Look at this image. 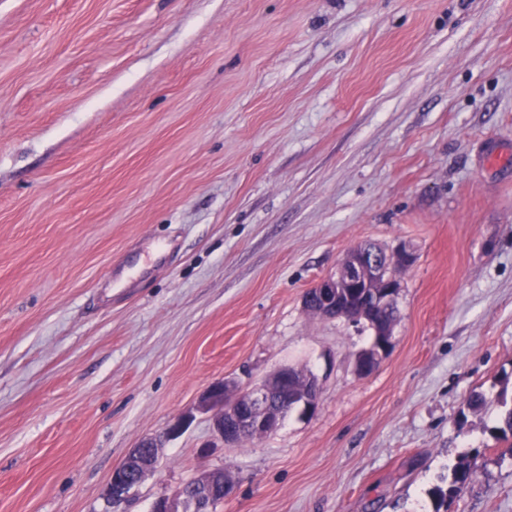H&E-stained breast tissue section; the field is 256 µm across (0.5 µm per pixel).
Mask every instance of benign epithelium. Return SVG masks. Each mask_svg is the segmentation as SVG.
Returning <instances> with one entry per match:
<instances>
[{
  "instance_id": "7a95c632",
  "label": "benign epithelium",
  "mask_w": 512,
  "mask_h": 512,
  "mask_svg": "<svg viewBox=\"0 0 512 512\" xmlns=\"http://www.w3.org/2000/svg\"><path fill=\"white\" fill-rule=\"evenodd\" d=\"M412 262V254L404 249L386 254L373 244L351 247L344 253L336 274L322 279L313 288V294L304 299V309L350 323L363 322L367 316L394 305L397 280L389 270L405 269ZM394 325L395 322L387 321L375 327L374 345L356 355L358 373H370L379 365L389 351ZM319 395L320 384L314 375L281 367L245 389L223 379L216 381L202 394L197 409L210 414L213 430L231 447L235 435L230 426H238L255 439L270 436L280 428L288 405H299L313 414ZM184 424L182 420L164 436L143 440L124 464L113 470L107 489L111 508L118 507L143 483L155 468L163 442L180 433ZM232 489L233 481L224 470H211L187 484L179 497L156 499L152 512H213L215 504L223 501Z\"/></svg>"
}]
</instances>
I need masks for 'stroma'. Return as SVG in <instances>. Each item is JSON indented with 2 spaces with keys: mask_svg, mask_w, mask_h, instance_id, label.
Instances as JSON below:
<instances>
[{
  "mask_svg": "<svg viewBox=\"0 0 512 512\" xmlns=\"http://www.w3.org/2000/svg\"><path fill=\"white\" fill-rule=\"evenodd\" d=\"M406 248L398 320L308 314ZM314 414L230 448L201 394L282 366ZM512 0H0V512H109L200 473L214 512H512ZM491 403L475 413L472 392ZM413 256L404 249L391 254L374 244H361L349 248L343 255L335 275L322 279L313 288V294L304 299V309L315 315L342 318L349 323L367 321L377 311L388 310L394 305L397 280L388 269L402 270L410 266ZM365 304L359 315L343 307L338 301L341 291H359ZM398 309L383 313L385 319L397 320ZM396 321H387L380 326L375 324L374 345L358 352L355 358L356 370L359 374L372 372L382 357L389 351L390 338ZM507 387L508 377L506 376L504 378L503 388L496 398L497 404L501 408L499 415L500 427H498L497 430L504 439L508 437V434L512 436V400L509 404L507 398ZM182 428V424L178 423L169 429L163 437L158 436L143 440L136 447L138 449L132 451L124 463L113 470L107 489V501L113 509L111 512H119L114 510V508L123 503L130 495V492L143 483L146 477L154 470L159 448H162L163 442L180 433ZM141 448H146L147 451L141 450ZM127 465H131L132 468L138 470V476L133 481L126 477V471L129 470ZM472 478V470L470 465L465 461H460L451 471L448 477L446 488L437 487L433 491L436 501V512H440L443 506L448 504V500H452L460 496Z\"/></svg>",
  "mask_w": 512,
  "mask_h": 512,
  "instance_id": "obj_1",
  "label": "stroma"
}]
</instances>
